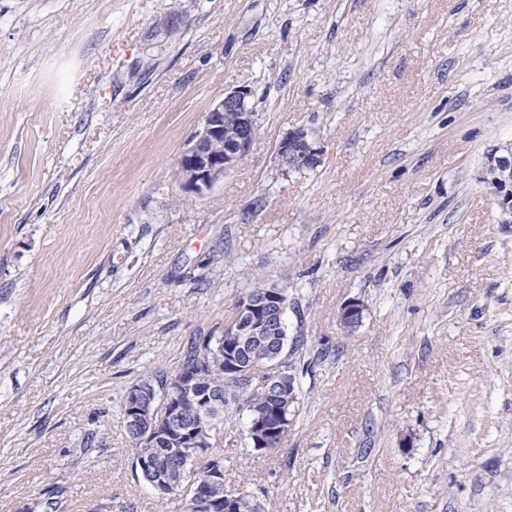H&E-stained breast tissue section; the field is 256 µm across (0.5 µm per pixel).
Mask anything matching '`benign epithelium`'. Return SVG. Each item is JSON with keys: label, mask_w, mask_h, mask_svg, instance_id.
Segmentation results:
<instances>
[{"label": "benign epithelium", "mask_w": 512, "mask_h": 512, "mask_svg": "<svg viewBox=\"0 0 512 512\" xmlns=\"http://www.w3.org/2000/svg\"><path fill=\"white\" fill-rule=\"evenodd\" d=\"M252 90L237 87L224 93L207 113L202 129L193 136L178 160V178L183 188L202 194L224 178L248 155L258 129L257 112L251 99ZM321 151L303 128L290 131L281 141L278 157L285 169L314 168L320 163ZM487 161L499 166L501 177L490 185L499 211V223L512 224V145L492 149ZM365 305L359 299L343 304L339 323L347 334L362 321ZM281 289L272 287L260 296H244L237 304L225 329L239 340L224 345V375L202 382L207 367L181 368L156 387L149 380L131 386L125 397V430L138 444L159 449L156 456L134 459V468L161 498L176 493L172 470L187 480L190 460L212 454V443L199 435L207 428L219 432L224 419V380H248L257 373L266 397V407L248 417L247 433L252 447L271 446L285 427V412L280 399L292 378L290 368L282 363L255 359L248 351L252 341L261 342L274 356L283 346L284 327ZM191 507L204 512H235L241 496L224 490V469L216 467L207 485L187 487Z\"/></svg>", "instance_id": "7a95c632"}]
</instances>
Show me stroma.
Instances as JSON below:
<instances>
[{
	"instance_id": "35a3bbf8",
	"label": "stroma",
	"mask_w": 512,
	"mask_h": 512,
	"mask_svg": "<svg viewBox=\"0 0 512 512\" xmlns=\"http://www.w3.org/2000/svg\"><path fill=\"white\" fill-rule=\"evenodd\" d=\"M240 86L249 155L183 189ZM298 127L321 162L286 171ZM510 142L512 0H0V512H182L134 469L124 395L259 278L307 339L301 404L275 450L225 417L226 489L512 512V225L483 180ZM252 90L237 87L224 93L207 113L202 129L193 136L178 160L183 188L203 194L224 178L248 155L258 129ZM224 115L233 117L231 127ZM365 305L360 299H351L343 304L339 312V323L347 334L353 333L362 321Z\"/></svg>"
}]
</instances>
